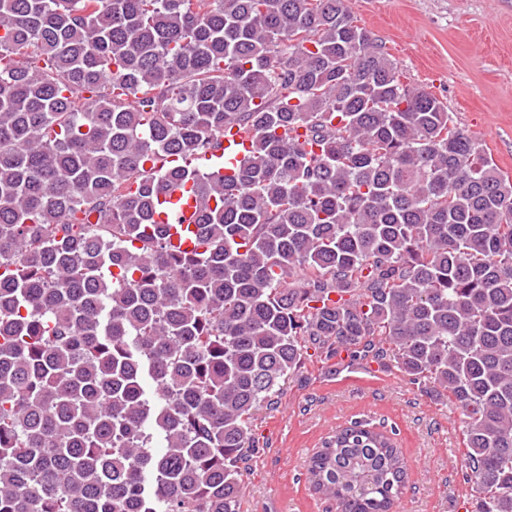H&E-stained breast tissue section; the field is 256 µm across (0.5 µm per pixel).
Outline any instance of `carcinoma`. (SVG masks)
Instances as JSON below:
<instances>
[{"instance_id":"1","label":"carcinoma","mask_w":512,"mask_h":512,"mask_svg":"<svg viewBox=\"0 0 512 512\" xmlns=\"http://www.w3.org/2000/svg\"><path fill=\"white\" fill-rule=\"evenodd\" d=\"M234 126L233 176L181 166ZM308 347L452 403L471 512H512V180L448 106L348 0H0V512H240ZM407 478L368 418L306 474L336 512ZM189 191L190 184L185 188L186 193L177 191L174 194L162 196L160 198L162 208L156 215V219L162 223H167L171 219L172 223L177 224L171 229L172 242L181 250L194 247L192 239L186 235L187 231L193 233L197 218L193 195L188 194Z\"/></svg>"}]
</instances>
